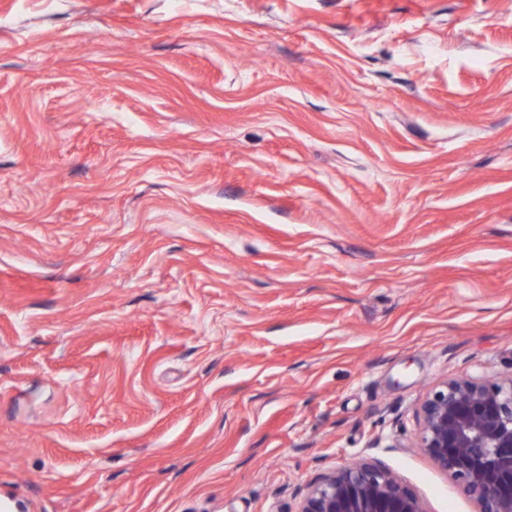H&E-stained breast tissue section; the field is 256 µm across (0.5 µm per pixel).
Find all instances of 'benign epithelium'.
<instances>
[{
    "label": "benign epithelium",
    "instance_id": "1",
    "mask_svg": "<svg viewBox=\"0 0 512 512\" xmlns=\"http://www.w3.org/2000/svg\"><path fill=\"white\" fill-rule=\"evenodd\" d=\"M417 447L457 483L476 512H512V377L467 375L427 391ZM295 512H428L396 473L360 456L297 490Z\"/></svg>",
    "mask_w": 512,
    "mask_h": 512
}]
</instances>
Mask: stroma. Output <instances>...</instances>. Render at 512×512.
<instances>
[{"instance_id": "1", "label": "stroma", "mask_w": 512, "mask_h": 512, "mask_svg": "<svg viewBox=\"0 0 512 512\" xmlns=\"http://www.w3.org/2000/svg\"><path fill=\"white\" fill-rule=\"evenodd\" d=\"M512 374V0H0V512H294Z\"/></svg>"}]
</instances>
